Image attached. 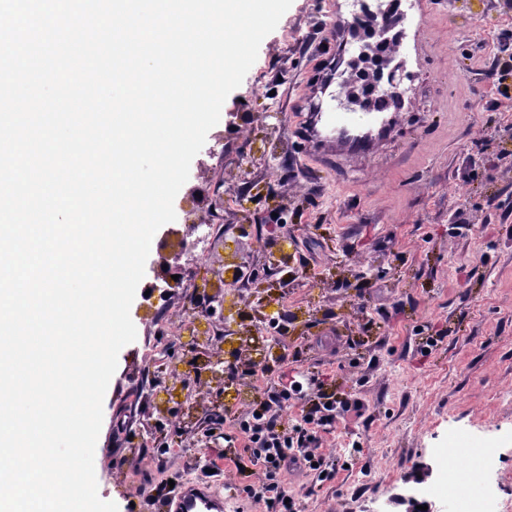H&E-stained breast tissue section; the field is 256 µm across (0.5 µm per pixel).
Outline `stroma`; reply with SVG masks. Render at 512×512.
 <instances>
[{"label":"stroma","instance_id":"1","mask_svg":"<svg viewBox=\"0 0 512 512\" xmlns=\"http://www.w3.org/2000/svg\"><path fill=\"white\" fill-rule=\"evenodd\" d=\"M331 0H293L260 44L242 84L190 166L175 221L155 234L149 262L182 251L177 287L135 296V341L124 346L103 401L94 467L98 495L127 512L141 486L167 489L218 464L224 512H263L225 460L231 418L255 391L235 310L272 289L261 326L265 363L307 382L288 401L297 424L320 393L361 403L318 443L333 468L295 470L280 487L299 512H401L389 505L416 463L434 480L468 471L461 438L496 457L487 486L512 500V101L494 97L493 60L512 47V0H436L413 104L377 155L344 183L312 163L294 134L310 86L339 56ZM254 181L240 193L243 169ZM223 197L234 223L192 227L195 205ZM463 212L466 227L455 224ZM275 238L278 267L264 264ZM248 262L222 310H195L196 288L219 265ZM155 346L152 360L143 351ZM218 354L223 379L193 356ZM199 420L177 434L183 406Z\"/></svg>","mask_w":512,"mask_h":512}]
</instances>
